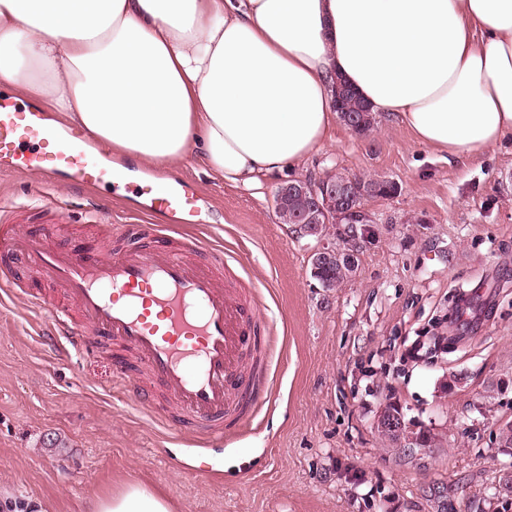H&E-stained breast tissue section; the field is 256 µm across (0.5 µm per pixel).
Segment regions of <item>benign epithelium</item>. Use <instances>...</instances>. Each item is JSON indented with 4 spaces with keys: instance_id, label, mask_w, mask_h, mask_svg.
<instances>
[{
    "instance_id": "benign-epithelium-1",
    "label": "benign epithelium",
    "mask_w": 512,
    "mask_h": 512,
    "mask_svg": "<svg viewBox=\"0 0 512 512\" xmlns=\"http://www.w3.org/2000/svg\"><path fill=\"white\" fill-rule=\"evenodd\" d=\"M296 193L310 195V209L294 219L293 224L302 234L319 239V244L311 254L312 273L316 274L321 269L329 267L342 256L347 257V262L356 264L363 243L367 242L365 226L375 223V219L365 206L355 204L354 200L377 196L375 186L351 175L338 178L334 173H329L314 182L294 179L280 188L277 197L278 207L286 208L288 195ZM323 224L351 225L348 236L351 248H344L334 241L323 239L320 232Z\"/></svg>"
}]
</instances>
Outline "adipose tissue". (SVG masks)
I'll list each match as a JSON object with an SVG mask.
<instances>
[{
  "label": "adipose tissue",
  "instance_id": "ef3b65f1",
  "mask_svg": "<svg viewBox=\"0 0 512 512\" xmlns=\"http://www.w3.org/2000/svg\"><path fill=\"white\" fill-rule=\"evenodd\" d=\"M344 77L452 157L512 136V0H0V80L110 149L259 185L327 140ZM141 483L86 512H170Z\"/></svg>",
  "mask_w": 512,
  "mask_h": 512
}]
</instances>
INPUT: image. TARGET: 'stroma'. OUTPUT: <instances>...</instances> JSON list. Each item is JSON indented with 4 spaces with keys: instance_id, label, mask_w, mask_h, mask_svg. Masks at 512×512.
<instances>
[{
    "instance_id": "stroma-1",
    "label": "stroma",
    "mask_w": 512,
    "mask_h": 512,
    "mask_svg": "<svg viewBox=\"0 0 512 512\" xmlns=\"http://www.w3.org/2000/svg\"><path fill=\"white\" fill-rule=\"evenodd\" d=\"M385 177L397 195L371 199L375 218L355 276L326 290L310 274L314 239L280 223L285 181L329 172ZM204 200L192 234L246 260L276 337L272 394L239 436L199 452L120 386L105 353L85 356L39 333L23 291L0 290V483L53 512L140 482L171 512H512L496 494L512 448V139L461 159L416 144L377 118L366 136L336 124L332 138L260 185L208 176L195 155L172 170ZM58 194L36 175L0 174V205L20 206L17 230L51 223L38 205ZM89 211L70 192L67 244L96 242L136 212L133 192L99 189ZM450 319L458 349L434 362L407 356L435 319ZM397 403L433 439L410 456L376 428Z\"/></svg>"
}]
</instances>
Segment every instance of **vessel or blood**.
<instances>
[{"mask_svg": "<svg viewBox=\"0 0 512 512\" xmlns=\"http://www.w3.org/2000/svg\"><path fill=\"white\" fill-rule=\"evenodd\" d=\"M0 172L37 175L50 185L63 180L91 192L136 185L152 221L120 225L116 247L62 250L51 242L61 225L35 237L1 224L0 258L24 259L62 287L74 307L50 304L41 290L29 298L33 306H52L49 336L83 351L118 346V381L146 407L152 396L144 381L158 384L171 405L165 417L171 429L204 447L245 426L268 389L274 338L258 290L226 277L223 249L182 238L199 216L192 183L133 182L129 164L91 148L75 130L57 127L38 107L1 95Z\"/></svg>", "mask_w": 512, "mask_h": 512, "instance_id": "1", "label": "vessel or blood"}]
</instances>
